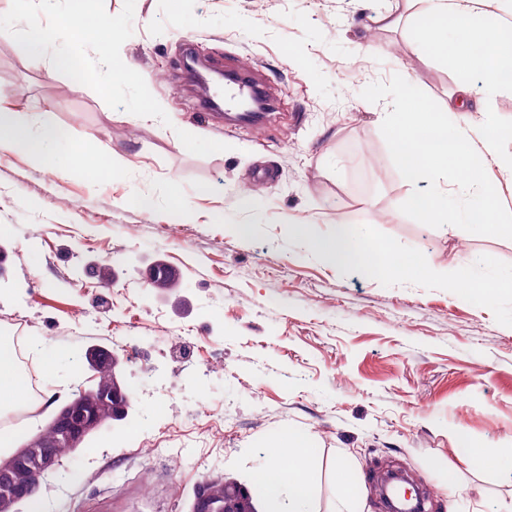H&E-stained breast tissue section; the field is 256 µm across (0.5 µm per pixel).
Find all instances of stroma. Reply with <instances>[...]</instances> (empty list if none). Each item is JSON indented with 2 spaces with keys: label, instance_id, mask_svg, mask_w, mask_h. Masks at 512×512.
<instances>
[{
  "label": "stroma",
  "instance_id": "1",
  "mask_svg": "<svg viewBox=\"0 0 512 512\" xmlns=\"http://www.w3.org/2000/svg\"><path fill=\"white\" fill-rule=\"evenodd\" d=\"M387 10L398 26L372 22ZM408 14L406 0H135L120 56L165 123L110 108L0 31V107L52 113L73 145L58 170L0 153V318L22 321L42 385L16 440L89 387L90 347L123 358L140 391L47 476L49 512H189L209 475L250 487L287 429L315 450L314 512H383L373 479L387 470L423 486L433 512H512V470L459 453L512 454V295L454 284L489 258L491 276L512 275V231L422 224L402 205L438 185L406 183L378 114L404 75L439 108L455 80L411 45ZM188 40L268 75L280 120L242 130L195 112L176 91ZM109 153L128 172L93 176ZM340 223L366 230L363 250L387 242L394 273L324 260L290 230L329 239ZM159 260L175 288L148 285ZM463 457L472 463L479 464L487 469L510 468L512 469V456L501 457L489 454L472 446L461 448Z\"/></svg>",
  "mask_w": 512,
  "mask_h": 512
}]
</instances>
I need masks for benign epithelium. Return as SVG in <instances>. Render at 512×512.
Wrapping results in <instances>:
<instances>
[{
	"label": "benign epithelium",
	"mask_w": 512,
	"mask_h": 512,
	"mask_svg": "<svg viewBox=\"0 0 512 512\" xmlns=\"http://www.w3.org/2000/svg\"><path fill=\"white\" fill-rule=\"evenodd\" d=\"M89 364L93 369L104 365L113 371L121 367V359L106 350L95 349L88 353ZM104 398L115 402L117 414L112 421L125 420L132 409L131 395L121 386L111 390ZM98 420L94 413L81 402L75 400L65 404L52 421V427L68 447L75 450L97 428ZM60 457L54 445L39 441V447L23 445L10 459L0 462V490L6 493L10 502L16 503L29 498L40 488V480L59 465ZM31 471L33 479L19 484L14 479L17 469Z\"/></svg>",
	"instance_id": "7a95c632"
}]
</instances>
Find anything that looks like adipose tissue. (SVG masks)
Here are the masks:
<instances>
[{"label":"adipose tissue","mask_w":512,"mask_h":512,"mask_svg":"<svg viewBox=\"0 0 512 512\" xmlns=\"http://www.w3.org/2000/svg\"><path fill=\"white\" fill-rule=\"evenodd\" d=\"M413 2L411 40L454 73L455 86L447 106L439 110L420 97L414 79H404L396 90V110L381 113L380 121L409 183L441 180L466 190L469 201L465 208H451L440 193L429 192L409 195L404 206L423 224H472L486 233L499 232L505 227L500 184L512 182V158L499 151L507 132L483 102L472 100L469 78L479 75L488 97L512 91V21L493 12L488 0ZM67 139L51 113L0 109V153L23 151L51 168L53 147ZM301 236L324 259L354 256L385 271L393 269L387 244L354 254L353 232L346 225H337L331 241L306 229ZM312 457L301 435L289 433L275 442L270 463L252 481L253 500L273 512H310Z\"/></svg>","instance_id":"adipose-tissue-1"}]
</instances>
